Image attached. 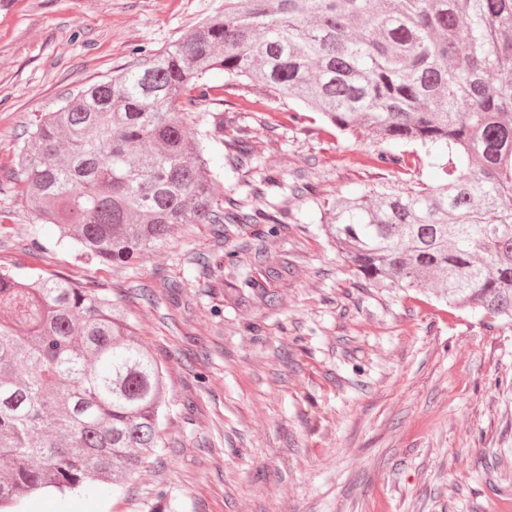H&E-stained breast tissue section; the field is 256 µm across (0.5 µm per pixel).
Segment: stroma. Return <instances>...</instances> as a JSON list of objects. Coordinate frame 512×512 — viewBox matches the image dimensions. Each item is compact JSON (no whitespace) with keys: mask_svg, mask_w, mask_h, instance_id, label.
<instances>
[{"mask_svg":"<svg viewBox=\"0 0 512 512\" xmlns=\"http://www.w3.org/2000/svg\"><path fill=\"white\" fill-rule=\"evenodd\" d=\"M224 0H11L0 10V265L125 297L167 370L164 448L120 486L41 493L24 512H512V328L435 294L354 277L318 224L324 203L396 186L380 143L289 121L261 91L224 94L248 131V175L208 140L220 195L297 216L268 236L191 224L138 265H88L38 224L13 175L24 139L138 48L162 51ZM279 175L262 199L251 182ZM311 195H294V183ZM256 295L235 303L244 280ZM276 294L277 306L260 293Z\"/></svg>","mask_w":512,"mask_h":512,"instance_id":"obj_1","label":"stroma"}]
</instances>
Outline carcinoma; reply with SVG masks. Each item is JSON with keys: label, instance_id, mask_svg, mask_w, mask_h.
<instances>
[{"label": "carcinoma", "instance_id": "carcinoma-1", "mask_svg": "<svg viewBox=\"0 0 512 512\" xmlns=\"http://www.w3.org/2000/svg\"><path fill=\"white\" fill-rule=\"evenodd\" d=\"M212 70L224 72L214 84ZM321 114L370 157L439 183L350 192L322 231L372 288L433 291L512 327V0H224L170 48L141 51L29 131L26 201L88 262L130 267L188 224L288 223L221 199L188 121L228 86ZM234 138L224 164L252 165ZM167 377L106 289L0 267V512L52 488L121 484L165 447Z\"/></svg>", "mask_w": 512, "mask_h": 512}]
</instances>
